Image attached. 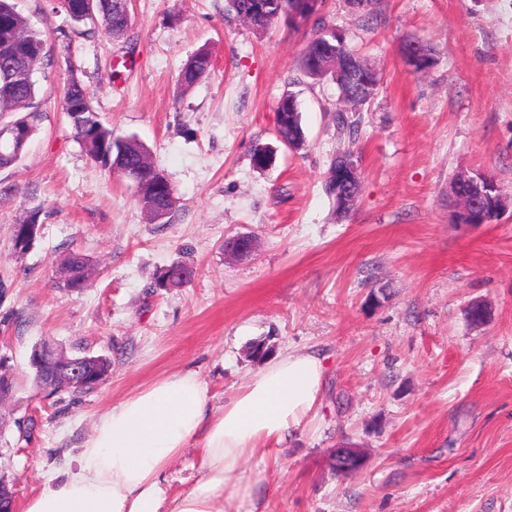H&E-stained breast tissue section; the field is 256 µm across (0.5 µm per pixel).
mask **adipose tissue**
<instances>
[{"instance_id":"adipose-tissue-1","label":"adipose tissue","mask_w":512,"mask_h":512,"mask_svg":"<svg viewBox=\"0 0 512 512\" xmlns=\"http://www.w3.org/2000/svg\"><path fill=\"white\" fill-rule=\"evenodd\" d=\"M324 375L319 354L288 351L218 407L197 371L165 375L101 414L75 462L45 478L26 512H239L267 480L247 460L314 414ZM198 439L201 476L171 493L168 470Z\"/></svg>"}]
</instances>
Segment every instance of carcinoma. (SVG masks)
<instances>
[{"label": "carcinoma", "instance_id": "cac0c4a2", "mask_svg": "<svg viewBox=\"0 0 512 512\" xmlns=\"http://www.w3.org/2000/svg\"><path fill=\"white\" fill-rule=\"evenodd\" d=\"M227 6L234 16L247 23L253 31L264 32L279 20H290L294 8L292 0H227ZM76 34L87 36L95 33L96 27L103 28L115 37L129 35L132 30V13L128 11L127 0H96L94 15L83 20L72 21ZM312 37L308 41L300 61L305 75L317 78L315 57L323 53L347 55L353 52L349 45L336 44L335 27L325 16L317 17L312 25ZM49 65L52 59L46 41L34 30L27 19L17 10L15 0H0V72L9 67L16 74L15 79L0 82V99L3 111L14 116L12 123L22 124L29 132L37 130L43 119L39 89L34 79L33 61ZM212 56L202 48L192 55L184 65L181 83L188 90L211 72ZM76 98L88 99L89 92L84 84L77 83L75 74H70L64 86L62 110L70 111ZM336 130L346 133L352 139L359 131V121L347 115L342 109L336 110ZM74 138L86 155L96 165L108 171L114 167L123 170L121 177L132 176L131 183L136 189L137 202L142 211L162 212L160 223L172 222L177 198L166 174L150 161V154L144 144L134 136L115 138L112 129L104 125L93 109L85 110V120L80 126H72ZM304 134L300 113L288 115V96H282L275 108V136L283 146L295 137ZM26 143L8 145L0 141V168H8L23 155ZM85 256L62 250L59 260V278L55 285L67 291L87 287L84 274Z\"/></svg>", "mask_w": 512, "mask_h": 512}]
</instances>
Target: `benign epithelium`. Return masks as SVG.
Segmentation results:
<instances>
[{
    "label": "benign epithelium",
    "instance_id": "1",
    "mask_svg": "<svg viewBox=\"0 0 512 512\" xmlns=\"http://www.w3.org/2000/svg\"><path fill=\"white\" fill-rule=\"evenodd\" d=\"M407 65L413 69L426 71L430 62L422 52H403ZM328 78L336 86L348 88L359 84L367 90L374 87L378 72L360 61L359 56L352 58L336 56V62L330 66ZM336 206L342 212H350L357 201L360 190V164L358 156L344 154L336 158ZM450 195L454 201L453 223L469 225L485 212L488 203L504 213L512 205L501 186L485 174L475 176L460 174L450 185ZM31 361L38 375V391L45 398H52L64 390L84 391L96 387L91 379L100 377L110 369V361L103 356L68 355L48 339L36 344ZM336 468L346 467L352 473H358L367 464L355 448L336 449ZM14 485L0 475V512H16Z\"/></svg>",
    "mask_w": 512,
    "mask_h": 512
}]
</instances>
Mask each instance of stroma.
Masks as SVG:
<instances>
[{
    "label": "stroma",
    "mask_w": 512,
    "mask_h": 512,
    "mask_svg": "<svg viewBox=\"0 0 512 512\" xmlns=\"http://www.w3.org/2000/svg\"><path fill=\"white\" fill-rule=\"evenodd\" d=\"M54 48L37 73L46 114L21 159L0 169V366L14 389L0 404V473L16 512L75 457L100 414L171 372L200 373L224 397L270 355L315 351L325 381L314 416L267 455L268 512H512V211L493 224L451 221L449 183L495 177L512 193V0H327L330 24L382 76L357 106V143L337 135L338 92L307 77L309 31L258 34L225 0H136L134 40L71 34L53 0H17ZM71 42L72 58L59 54ZM426 45L417 74L402 48ZM211 73L182 90L199 49ZM74 62L115 136H137L178 199L152 224L130 182L94 165L72 136L61 97ZM293 94L304 150L277 146L274 109ZM276 145L256 168V144ZM355 150L361 193L340 215L325 191L332 160ZM39 211L40 236L16 252L12 229ZM256 237L234 259L224 242ZM88 256L89 288L54 284L61 248ZM191 264L179 288L152 290ZM484 301L481 326L465 316ZM52 339L67 354L110 359L92 392L43 399L28 366ZM366 467L337 476L335 449Z\"/></svg>",
    "instance_id": "35a3bbf8"
}]
</instances>
